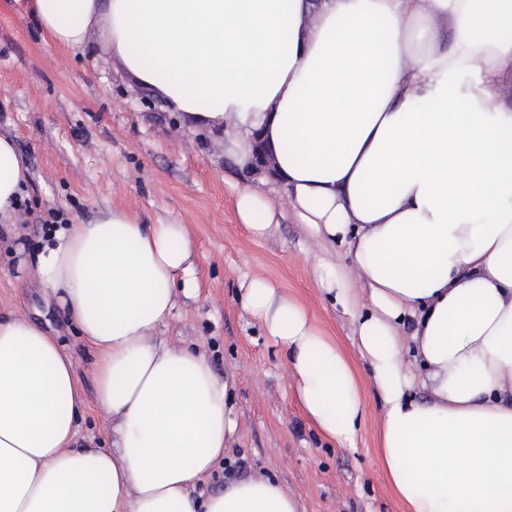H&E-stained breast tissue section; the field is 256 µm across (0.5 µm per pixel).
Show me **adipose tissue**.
<instances>
[{
    "label": "adipose tissue",
    "instance_id": "obj_1",
    "mask_svg": "<svg viewBox=\"0 0 512 512\" xmlns=\"http://www.w3.org/2000/svg\"><path fill=\"white\" fill-rule=\"evenodd\" d=\"M68 50L90 33L171 111L221 132L240 167L262 141L316 243L346 246L369 304L326 267L382 400L379 456L405 512H512V0H26ZM29 178L0 134V221ZM237 214L275 222L250 189ZM95 350L112 450L78 448L69 355L0 319V512H299L263 475L198 501L237 424L198 350L157 338L196 288L180 224L107 208L59 225L36 260ZM243 308L283 346L323 435L355 444L357 374L296 299L251 281Z\"/></svg>",
    "mask_w": 512,
    "mask_h": 512
}]
</instances>
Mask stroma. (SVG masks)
Listing matches in <instances>:
<instances>
[{
    "mask_svg": "<svg viewBox=\"0 0 512 512\" xmlns=\"http://www.w3.org/2000/svg\"><path fill=\"white\" fill-rule=\"evenodd\" d=\"M0 132L14 137L30 168L27 214L21 223L0 224V317L38 321L71 357L86 400L81 441L112 445L111 426L96 405L94 353L39 285L32 258L49 221L67 224L121 208L150 224L184 225L198 289L178 296L158 335L197 348L231 386L237 428L198 493L262 474L297 497L301 512H404L378 456L381 402L352 319L318 285L320 266L329 264L342 287H353L349 260L335 245L311 239L273 178L240 171L222 137L182 121L138 87L97 38L77 52L52 44L21 0H0ZM247 185L277 212L262 237L236 216L237 194ZM254 279L302 303L353 364L364 401L355 449L321 435L291 385L282 348L243 309L241 295Z\"/></svg>",
    "mask_w": 512,
    "mask_h": 512,
    "instance_id": "1",
    "label": "stroma"
}]
</instances>
